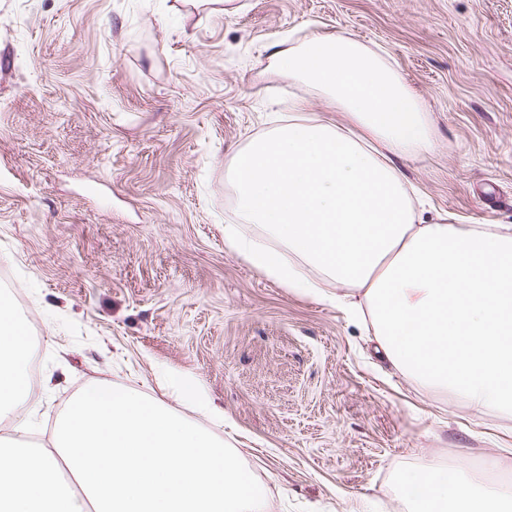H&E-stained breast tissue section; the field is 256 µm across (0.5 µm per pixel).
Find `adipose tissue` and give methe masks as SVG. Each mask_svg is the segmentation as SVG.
Here are the masks:
<instances>
[{
	"label": "adipose tissue",
	"mask_w": 512,
	"mask_h": 512,
	"mask_svg": "<svg viewBox=\"0 0 512 512\" xmlns=\"http://www.w3.org/2000/svg\"><path fill=\"white\" fill-rule=\"evenodd\" d=\"M270 58L343 120L307 116L300 99L231 155L225 245L299 293L347 286L345 304L404 376L512 418V225L438 223L417 209L396 161L434 150L431 119L381 52L337 34L275 43ZM243 224L264 241L245 240ZM29 346L0 297V422L18 433L33 399ZM400 484L409 512H512V486L459 462L404 472Z\"/></svg>",
	"instance_id": "obj_1"
}]
</instances>
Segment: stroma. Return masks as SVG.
<instances>
[{"label":"stroma","mask_w":512,"mask_h":512,"mask_svg":"<svg viewBox=\"0 0 512 512\" xmlns=\"http://www.w3.org/2000/svg\"><path fill=\"white\" fill-rule=\"evenodd\" d=\"M0 0V272L35 338L45 446L88 383L177 401L194 379L267 512H408L400 474L492 468L512 422L395 373L335 301L224 245V165L273 112L323 97L268 70L273 43L382 50L436 150L398 163L429 216L512 225V0Z\"/></svg>","instance_id":"35a3bbf8"}]
</instances>
